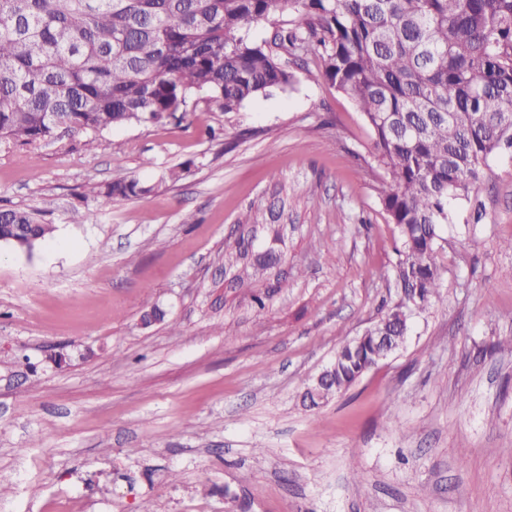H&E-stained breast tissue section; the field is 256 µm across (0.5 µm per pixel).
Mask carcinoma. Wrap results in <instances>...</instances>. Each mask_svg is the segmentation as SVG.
<instances>
[{
	"label": "carcinoma",
	"mask_w": 512,
	"mask_h": 512,
	"mask_svg": "<svg viewBox=\"0 0 512 512\" xmlns=\"http://www.w3.org/2000/svg\"><path fill=\"white\" fill-rule=\"evenodd\" d=\"M298 25L257 45L250 25L284 13ZM320 57L370 128L388 180L380 203L401 249L399 300L376 322L393 342L439 297L437 239L448 201L477 188L488 159L512 150V0H0V140L34 144L67 127L97 133L159 123L198 93L223 112L292 83L286 58ZM152 186L121 179L98 187L110 201ZM230 267L253 270L256 312L288 280L281 257L249 256L256 222L238 221ZM53 232L36 214L0 208V237L32 250ZM383 351L343 345L320 388H349Z\"/></svg>",
	"instance_id": "carcinoma-1"
}]
</instances>
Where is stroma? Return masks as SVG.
<instances>
[{"mask_svg": "<svg viewBox=\"0 0 512 512\" xmlns=\"http://www.w3.org/2000/svg\"><path fill=\"white\" fill-rule=\"evenodd\" d=\"M288 67L235 112L0 142V207L54 227L0 243V512H512V152L450 202L440 296L403 348L306 409L397 302L400 241L362 114L323 60ZM123 178L153 190H92ZM272 208L290 287L259 315L224 252ZM98 195L111 201L112 199H129L150 193L152 186L141 183L137 179H121L101 185Z\"/></svg>", "mask_w": 512, "mask_h": 512, "instance_id": "35a3bbf8", "label": "stroma"}]
</instances>
